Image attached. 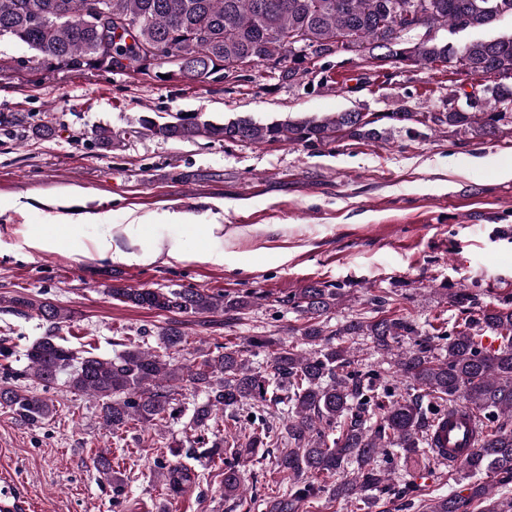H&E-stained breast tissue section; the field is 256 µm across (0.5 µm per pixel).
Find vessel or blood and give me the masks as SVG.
<instances>
[{
	"label": "vessel or blood",
	"instance_id": "vessel-or-blood-1",
	"mask_svg": "<svg viewBox=\"0 0 512 512\" xmlns=\"http://www.w3.org/2000/svg\"><path fill=\"white\" fill-rule=\"evenodd\" d=\"M476 438L475 417L468 407L457 406L433 423L431 441L440 462H461L469 455Z\"/></svg>",
	"mask_w": 512,
	"mask_h": 512
}]
</instances>
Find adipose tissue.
<instances>
[{
    "instance_id": "obj_1",
    "label": "adipose tissue",
    "mask_w": 512,
    "mask_h": 512,
    "mask_svg": "<svg viewBox=\"0 0 512 512\" xmlns=\"http://www.w3.org/2000/svg\"><path fill=\"white\" fill-rule=\"evenodd\" d=\"M93 225L97 229V235L87 246V253L100 258L108 259L118 264H146L156 261L165 263L183 262L193 259L199 262L220 265L224 262V227L219 223L201 224L196 228L197 234L211 240L209 249L190 254L187 253L182 242L170 240L167 242L155 241L152 247L142 248V238L150 234L151 225L148 224H112L108 221V215L104 212H87L82 214L80 223H72L70 216H60L57 224L31 240V248L44 250L52 247L59 231H66L73 237H80L84 225Z\"/></svg>"
}]
</instances>
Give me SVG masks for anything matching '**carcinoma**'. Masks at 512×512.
<instances>
[{"mask_svg": "<svg viewBox=\"0 0 512 512\" xmlns=\"http://www.w3.org/2000/svg\"><path fill=\"white\" fill-rule=\"evenodd\" d=\"M97 0H0V42L25 46L38 68L70 74L127 70L140 53L159 43L169 46L173 65L186 68V80H215L214 62L224 72L261 62L283 68L298 81L313 73L315 62L337 53L367 56L376 67L451 64L481 81L480 94L448 96L439 112H338L296 120L256 121L250 116L212 120L201 112L180 113L161 122L138 117L134 134L166 140L253 144L287 142L315 146L339 138L375 141L385 122L421 136L429 130L485 139L512 124V34L453 43L438 33L493 28L512 18V0H103L106 14L86 21ZM414 126H407V123ZM408 283L370 294L367 306L332 322L346 302L338 283L314 281L288 295V306L303 323L285 343L255 335L236 345H214L200 361L177 365L171 353L184 350L185 317L220 314L230 325L246 318L256 293L229 295L200 288H110L112 299L171 314L159 334L161 350L130 345L112 359L93 349L76 352L59 336L71 311L47 300L15 299L16 312L49 323L46 335L26 349V365L12 366L7 339L0 340V406L24 425L53 417L59 402L37 393L67 375L64 385L99 402L102 424L117 433L180 413L175 395L188 385L202 396L192 424L201 431L194 443L224 422V496L244 490L235 465L242 450L281 448L275 465L287 473V491L269 497L277 512L321 492L371 512L376 496L395 491L389 484L394 452L422 449L431 421L460 402L483 430L479 444L459 463L458 489L432 499L429 512H512V291L486 303L482 286L441 285L458 316L418 322L405 312ZM487 336L500 340L493 351ZM364 341L379 361L359 368ZM408 347L401 351L403 344ZM266 353V369L251 357ZM96 471L122 492L112 462L93 460ZM336 477L326 488L321 475ZM485 475L490 484L479 480Z\"/></svg>", "mask_w": 512, "mask_h": 512, "instance_id": "1", "label": "carcinoma"}]
</instances>
